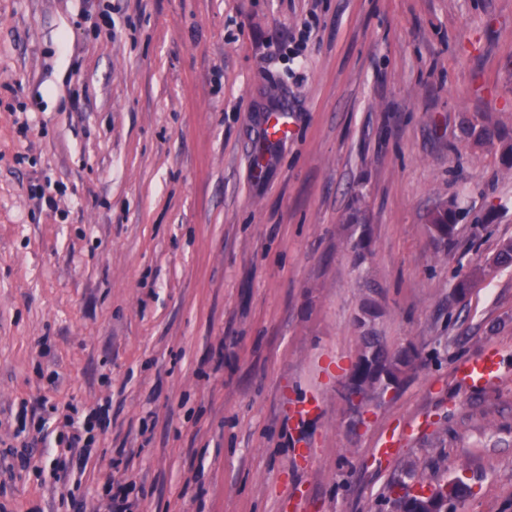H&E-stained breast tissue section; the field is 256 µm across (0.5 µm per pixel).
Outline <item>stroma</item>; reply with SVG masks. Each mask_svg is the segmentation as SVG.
Here are the masks:
<instances>
[{
    "mask_svg": "<svg viewBox=\"0 0 512 512\" xmlns=\"http://www.w3.org/2000/svg\"><path fill=\"white\" fill-rule=\"evenodd\" d=\"M505 139L512 0H0V512H395L423 475L512 512ZM368 336L415 361L355 405ZM100 405L59 497L66 418ZM369 357V348L363 345L348 374L345 396L349 402H354L356 399L364 398V396L371 392L369 388L371 380H364L363 377V369L368 363ZM498 368L496 356L493 353H486L479 362L467 366L463 370V376L467 381L480 383L483 380L495 377Z\"/></svg>",
    "mask_w": 512,
    "mask_h": 512,
    "instance_id": "stroma-1",
    "label": "stroma"
}]
</instances>
